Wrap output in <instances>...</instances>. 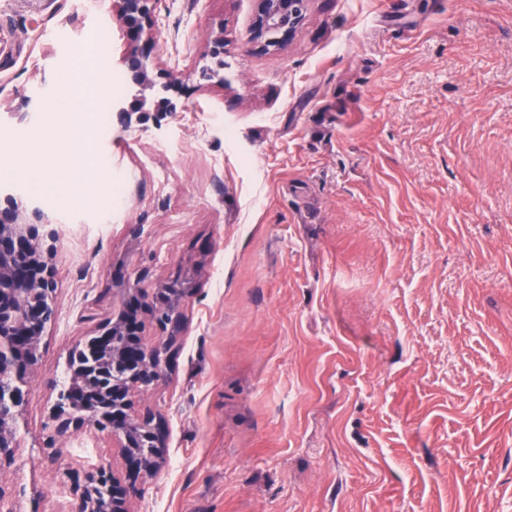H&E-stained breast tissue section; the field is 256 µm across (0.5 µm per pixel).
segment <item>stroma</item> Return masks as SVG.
<instances>
[{
	"label": "stroma",
	"instance_id": "stroma-1",
	"mask_svg": "<svg viewBox=\"0 0 512 512\" xmlns=\"http://www.w3.org/2000/svg\"><path fill=\"white\" fill-rule=\"evenodd\" d=\"M259 0H155L146 112L87 103L45 128L57 82L108 86L115 0H0V198L55 221L58 312L28 379L6 512H72L66 475L109 464L92 428L44 453L67 355L118 284L195 275L164 380L137 408L165 461L131 512H512V0H310L254 38ZM224 34L208 82L207 37ZM110 165L122 191L30 193Z\"/></svg>",
	"mask_w": 512,
	"mask_h": 512
}]
</instances>
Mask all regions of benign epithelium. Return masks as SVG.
I'll use <instances>...</instances> for the list:
<instances>
[{
    "mask_svg": "<svg viewBox=\"0 0 512 512\" xmlns=\"http://www.w3.org/2000/svg\"><path fill=\"white\" fill-rule=\"evenodd\" d=\"M118 16L127 26L130 44L122 65L136 81L161 79L162 86L177 89L179 76L155 69L157 45L150 0H116ZM309 0H259L256 36L268 43L292 37L300 28ZM51 223L40 208L10 197L0 209V467L15 458L16 426L22 417L29 375L40 359V345L47 325L56 315L54 266L55 237L41 234L37 226ZM122 312L98 326L97 334L76 344L73 352L98 346L96 360L87 368L74 369L73 383L88 401L75 406L57 396L50 408L52 435L44 448L83 427L112 435L123 449L128 478L117 479L99 466L81 475L68 476L76 499L75 512H129L137 482L153 475L163 459L167 431L162 418L134 409L135 395L163 380L173 347L182 335V301L194 292L193 281L160 283L148 293L137 281L122 285ZM155 321L164 341L145 344V321ZM142 448L152 452L144 454Z\"/></svg>",
    "mask_w": 512,
    "mask_h": 512,
    "instance_id": "benign-epithelium-1",
    "label": "benign epithelium"
}]
</instances>
